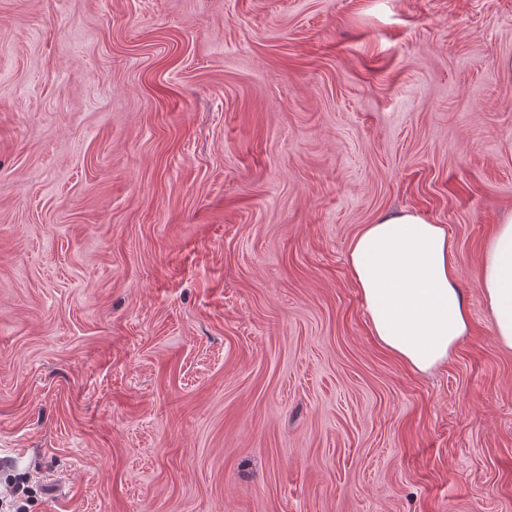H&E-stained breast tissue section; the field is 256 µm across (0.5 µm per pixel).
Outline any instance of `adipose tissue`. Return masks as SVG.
I'll return each mask as SVG.
<instances>
[{
  "mask_svg": "<svg viewBox=\"0 0 512 512\" xmlns=\"http://www.w3.org/2000/svg\"><path fill=\"white\" fill-rule=\"evenodd\" d=\"M347 262L376 340L415 371L446 364L470 327L446 226L414 210L385 212L353 237ZM479 287L500 347L512 352V214L484 248Z\"/></svg>",
  "mask_w": 512,
  "mask_h": 512,
  "instance_id": "obj_1",
  "label": "adipose tissue"
}]
</instances>
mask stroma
I'll list each match as a JSON object with an SVG mask.
<instances>
[{"instance_id": "stroma-1", "label": "stroma", "mask_w": 512, "mask_h": 512, "mask_svg": "<svg viewBox=\"0 0 512 512\" xmlns=\"http://www.w3.org/2000/svg\"><path fill=\"white\" fill-rule=\"evenodd\" d=\"M512 0H0V495L26 512H512ZM446 225L412 370L347 263ZM347 262L376 340L415 371L446 364L470 327L446 226L385 212L353 237ZM479 287L493 315L500 347L512 352V212L485 245Z\"/></svg>"}]
</instances>
